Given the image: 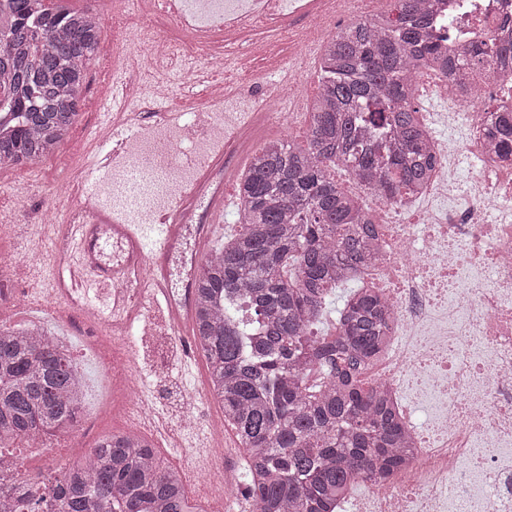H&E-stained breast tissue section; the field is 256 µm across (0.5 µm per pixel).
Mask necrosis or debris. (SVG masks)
<instances>
[{"instance_id": "1", "label": "necrosis or debris", "mask_w": 512, "mask_h": 512, "mask_svg": "<svg viewBox=\"0 0 512 512\" xmlns=\"http://www.w3.org/2000/svg\"><path fill=\"white\" fill-rule=\"evenodd\" d=\"M112 40L104 44V61L133 71L166 73L189 56L204 69L222 70L247 47L253 59L266 56L270 43L290 45L307 55L310 32L329 37L338 19L366 20L388 0H340L339 16L308 9V0H171V31L159 34L149 24V0L136 11L115 0ZM305 16L308 28L295 24ZM436 24H452L448 43L459 51L490 37L512 36V0H436ZM140 30L149 49L120 55L128 33ZM250 112L230 117L224 107L237 87L208 85V116L182 108L185 123L164 118L141 128L137 113L123 122L132 131L112 164V222L100 235L112 236V224L163 222L182 208L185 223L195 221L198 205L224 195L225 184L240 171L225 167L187 200L190 174L217 158L248 157L262 145L264 132L298 126L301 86L298 74H282ZM420 95L446 102L448 124L464 126L462 139H434V165L423 189L401 201L375 199L379 240L377 256L358 274L365 287L383 294L393 307L389 342L362 374L369 383L389 388L402 427L417 454L390 482L369 485L350 500V512H512V163L487 149L484 124L489 116L479 98L452 95L448 78L424 73L415 80ZM195 139L191 161L179 156L186 136ZM472 161L467 181L459 179L463 158ZM112 292L126 303V315L104 322L98 309L82 298H69L66 310L78 314L91 330L96 355L112 381V396L101 409L124 417L144 415L130 398L137 378L121 342L131 336V316L141 313L150 281L143 249L116 253ZM430 406L425 423L412 411L416 401ZM204 424L216 442L206 467L193 473L208 488L224 480V425L218 412Z\"/></svg>"}]
</instances>
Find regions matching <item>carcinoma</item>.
Listing matches in <instances>:
<instances>
[{"label":"carcinoma","instance_id":"carcinoma-1","mask_svg":"<svg viewBox=\"0 0 512 512\" xmlns=\"http://www.w3.org/2000/svg\"><path fill=\"white\" fill-rule=\"evenodd\" d=\"M0 18V166L55 152L77 116L101 21L90 10L49 12L8 0ZM428 0L339 29L322 47L319 92L306 146L266 142L237 182L239 233L204 259L193 288L192 335L224 423L246 449L241 477L254 512H335L356 483L407 467L417 449L389 392L357 377L387 340L388 307L364 288L337 309V332L316 336L333 288L374 258L365 201L343 192L342 165L364 191L388 200L416 193L433 163L417 125L413 77L428 67L472 95L491 60L512 76V41L492 39L448 57ZM490 148L512 157V93L485 125ZM84 380L68 346L38 328L0 324V450L49 441L78 427ZM0 512L22 502L42 512H194L183 481L154 446L131 433L103 436L47 479L0 474Z\"/></svg>","mask_w":512,"mask_h":512}]
</instances>
